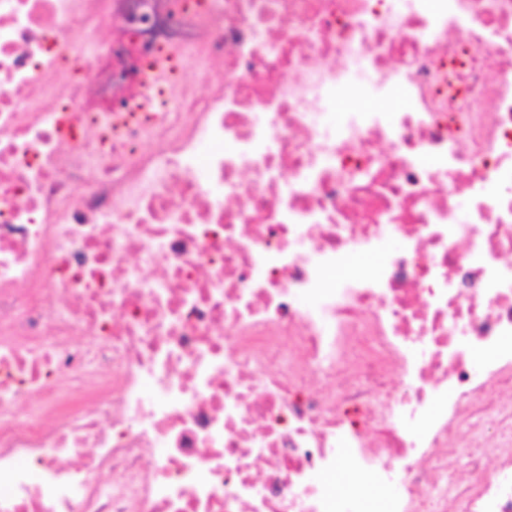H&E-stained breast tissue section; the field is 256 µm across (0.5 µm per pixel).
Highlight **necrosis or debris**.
Here are the masks:
<instances>
[{
    "mask_svg": "<svg viewBox=\"0 0 512 512\" xmlns=\"http://www.w3.org/2000/svg\"><path fill=\"white\" fill-rule=\"evenodd\" d=\"M164 50L167 122L103 147ZM362 70L404 109L323 111ZM0 474V512H512V0H0ZM79 36L92 50L107 55L112 48V26L105 17L97 20L93 25L81 30Z\"/></svg>",
    "mask_w": 512,
    "mask_h": 512,
    "instance_id": "necrosis-or-debris-1",
    "label": "necrosis or debris"
}]
</instances>
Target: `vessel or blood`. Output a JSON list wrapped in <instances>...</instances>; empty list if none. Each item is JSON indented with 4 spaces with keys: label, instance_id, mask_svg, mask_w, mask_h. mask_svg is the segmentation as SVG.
<instances>
[{
    "label": "vessel or blood",
    "instance_id": "obj_1",
    "mask_svg": "<svg viewBox=\"0 0 512 512\" xmlns=\"http://www.w3.org/2000/svg\"><path fill=\"white\" fill-rule=\"evenodd\" d=\"M181 75L182 68L174 54L161 53L149 61L144 71L143 99L113 114L102 130L103 144H111L134 127L163 124L170 108L171 92Z\"/></svg>",
    "mask_w": 512,
    "mask_h": 512
}]
</instances>
